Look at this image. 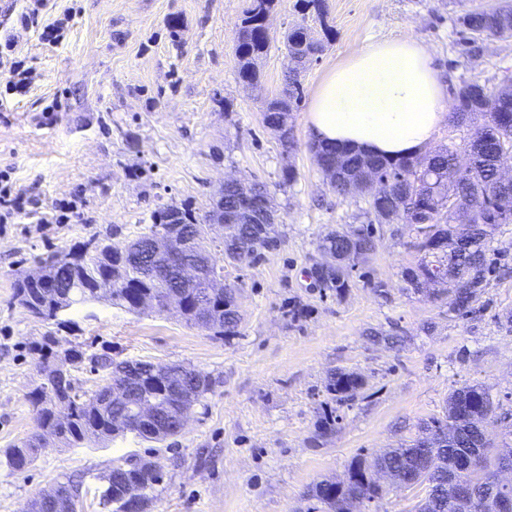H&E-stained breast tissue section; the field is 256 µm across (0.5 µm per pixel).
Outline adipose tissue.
I'll list each match as a JSON object with an SVG mask.
<instances>
[{
	"label": "adipose tissue",
	"instance_id": "1",
	"mask_svg": "<svg viewBox=\"0 0 512 512\" xmlns=\"http://www.w3.org/2000/svg\"><path fill=\"white\" fill-rule=\"evenodd\" d=\"M448 112L428 47L412 37L370 43L329 70L314 90L313 139L397 159L421 151Z\"/></svg>",
	"mask_w": 512,
	"mask_h": 512
}]
</instances>
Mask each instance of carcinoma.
<instances>
[{
  "mask_svg": "<svg viewBox=\"0 0 512 512\" xmlns=\"http://www.w3.org/2000/svg\"><path fill=\"white\" fill-rule=\"evenodd\" d=\"M275 0H249L241 17L235 44L238 77L242 82L259 83L256 61L270 47L266 34L264 14L273 10ZM458 22L472 35V39H512V4L496 8H473L463 12ZM283 45L288 58L305 48L320 53L323 41L308 38L306 27L291 28ZM301 101L300 72L287 71L281 94L270 100L264 112L266 127L278 134L282 146L295 147L292 127L288 118ZM452 117L459 123L481 119L469 137L466 148L473 153L468 166L456 168L455 152L438 148L411 157L388 160L358 153L352 149L309 145L317 166L329 181L332 191L348 195L358 190L361 172L358 166H370L388 178L383 193L368 200L366 214L369 225L402 222L417 227L420 237L414 247L433 257L406 272V279L419 285L434 281L446 285L448 305L454 311L469 308L484 286L487 270V239L501 224L512 223V194L503 191L499 180L497 159L512 154V77L498 87H489L477 80L464 81L453 92ZM342 153L353 166L343 178L336 179L328 172L330 157ZM270 196L267 185L260 183L256 195L240 196L233 188H224V223L232 233L222 245L224 261L229 265L240 262L238 250L249 251L254 258L275 248L279 231L274 224H249L245 213L257 202ZM148 232L124 244L102 245L83 243L67 253L51 255L39 260L45 271L44 280H18L16 298L30 314L45 321H53L59 314L76 303L97 299V290L105 282L111 283L113 304L130 312L137 311L138 301L150 295L164 301L169 294L182 291L179 280L151 277L143 266L151 259V236L161 229L179 228V232L195 237L197 248L211 255V245L203 232L208 218H201L189 203L176 209L163 207L153 212ZM377 240L370 232L349 228L328 233L320 249L336 255L338 266L317 276L326 288L338 291L348 287L350 272L369 259L376 251ZM56 286L63 290L58 299H46L43 289ZM235 290L224 289V294L212 299L213 311L209 317L194 312L198 296L194 290L186 291L189 309L182 315L186 325L211 330L216 336H235L242 317L234 302ZM58 339L44 337L37 349L39 371L47 373V386L56 391L63 412L59 413L43 401L33 397L37 431L28 440L3 451L5 464L22 471L35 460L36 448L47 437L64 443L106 441L126 432L114 424L117 418L132 423L133 414L127 406H113L104 402L105 384L118 377L125 362L112 358L91 356L96 370L105 373L104 384L91 392L74 385L68 377L54 374L51 361L63 355L82 361L84 352L74 347L56 350ZM139 371L140 394L154 401L161 410L168 411L170 436L180 435L174 415L181 408L200 403L212 390L209 374L181 365H171L173 373L191 374L186 382V395L175 399L169 394L167 378L153 373L151 365L134 363ZM363 388V379L356 373L338 371L331 378L327 390L336 401L354 398ZM494 412L489 394L477 385L454 390L448 397L445 413L426 424L422 435L411 444L386 450L367 468L360 459L354 460L348 470L349 480L338 484L324 480L316 485L313 497L324 507V512H349L351 497L360 496L366 506L379 512V503L387 493L385 483L425 491L416 512H495L496 503L490 495L489 479L492 474L489 445L485 432ZM446 432V438L435 440L437 432ZM462 456H475L482 460L481 469L462 468ZM140 484L142 509L155 499L156 487L162 475L142 461H125L124 476L117 477L110 470L104 480L112 486L109 494H101L100 504L111 512H128L126 499L129 480Z\"/></svg>",
  "mask_w": 512,
  "mask_h": 512,
  "instance_id": "obj_1",
  "label": "carcinoma"
}]
</instances>
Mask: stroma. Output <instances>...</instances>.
<instances>
[{
    "mask_svg": "<svg viewBox=\"0 0 512 512\" xmlns=\"http://www.w3.org/2000/svg\"><path fill=\"white\" fill-rule=\"evenodd\" d=\"M295 3L276 0L253 89L239 81L233 55L246 0H51L25 25L24 0H0V40L11 38L28 69L20 90L0 68V189L27 202L14 223H0V452L36 429L31 397L43 379L32 347L45 335L90 355L181 364L213 380L181 436L51 440L25 471L0 462V512H24L68 480L81 485L76 512H104L101 477L131 456L163 474L148 512H307L318 482L344 479L355 458L369 462L412 440L465 385L486 388L497 407L492 441L512 433V224L495 230V270L464 317L449 311L437 285L417 291L406 281L421 255L416 228L402 223L378 225L376 252L343 291L312 275L320 239L365 224L368 208L366 197L334 193L308 148L315 86L367 43L404 36L429 47L448 86H497L512 75V39L468 46L457 22L465 9L497 0H326L322 19ZM63 16L60 41H45L44 27ZM298 23L315 38L327 25L333 35L300 76L289 152L262 112L283 85L282 34ZM228 177L267 184L280 232L276 249L224 268L244 316L238 335L106 298L66 309L59 327L18 304L15 284L38 259L90 240L134 239L162 206L188 202L207 214ZM58 208L65 221L43 223ZM376 281L386 294L374 292ZM339 370L364 381L342 405L327 391ZM330 414L337 421L327 433Z\"/></svg>",
    "mask_w": 512,
    "mask_h": 512,
    "instance_id": "obj_1",
    "label": "stroma"
}]
</instances>
